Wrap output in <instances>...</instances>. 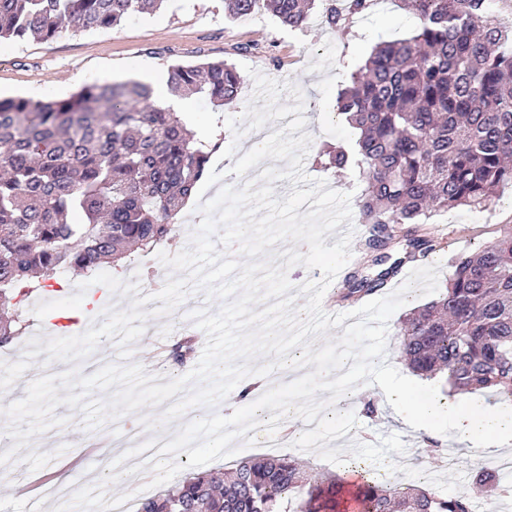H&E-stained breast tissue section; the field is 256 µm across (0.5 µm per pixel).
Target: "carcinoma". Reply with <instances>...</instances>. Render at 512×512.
I'll return each mask as SVG.
<instances>
[{
	"instance_id": "cac0c4a2",
	"label": "carcinoma",
	"mask_w": 512,
	"mask_h": 512,
	"mask_svg": "<svg viewBox=\"0 0 512 512\" xmlns=\"http://www.w3.org/2000/svg\"><path fill=\"white\" fill-rule=\"evenodd\" d=\"M165 0H0V40H48L73 25L116 27L151 14ZM376 0H224L245 20L259 9L281 25L303 26L321 8L324 22L344 25ZM419 20L405 39L375 46L338 111L360 131L352 149H326L329 165L363 168L362 223L382 267L392 242L380 226L401 224L409 259L437 250L423 234L440 212L484 209L512 188V24L497 20L495 0H398ZM243 78L226 61L175 64L168 85L221 109ZM220 139H196L179 112L153 100L140 82L85 85L66 98L0 97V348L24 333L15 299L52 286L70 270L93 273L173 238L185 202L208 172ZM448 286L399 328L409 368L442 377L451 391L492 389L512 403V227L453 262ZM396 266L354 274L344 298L371 295ZM181 367L193 340L170 350ZM474 483L503 494L486 466ZM346 481L319 477L288 455L240 462L227 476L200 472L140 500L137 512H343ZM353 495L363 512H472L461 495L360 476Z\"/></svg>"
}]
</instances>
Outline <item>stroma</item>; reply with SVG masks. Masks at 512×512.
Listing matches in <instances>:
<instances>
[{"label":"stroma","mask_w":512,"mask_h":512,"mask_svg":"<svg viewBox=\"0 0 512 512\" xmlns=\"http://www.w3.org/2000/svg\"><path fill=\"white\" fill-rule=\"evenodd\" d=\"M415 24L396 0H377L371 10L353 16L341 28L329 27L320 13H312L304 36L299 37L262 11L235 21L225 15L222 0H167L157 13L131 15L113 28H69L48 41L1 42L0 96L64 98L85 85L137 79L144 66L165 71L176 62L246 64L301 90L304 131L311 137L304 171L325 180L329 188L350 194V208L355 211L362 192L357 172L325 167L318 154L326 147L348 144L355 136L348 121L338 118L336 107L351 73L364 64L376 43L404 38ZM254 92V80L248 76L237 100L223 111H214L207 100L189 98L184 113L196 132L223 135L229 144L234 135L222 124L225 118L241 116ZM507 224L512 225L511 190L486 210L460 208L435 216L428 230L442 239L443 247L428 263L438 268L439 288H446L454 258L492 240L496 228ZM368 403L374 405V414L364 413ZM55 414L83 427V442L68 444V457L78 466L63 477L64 483L75 486L97 466L96 457L86 456L85 446L97 442L100 430L86 426L82 413L68 406L57 407ZM293 429L296 437L288 455L319 472L339 473L344 461L359 458L374 468L388 465L386 479L394 484L456 494L470 482L472 461L459 457L451 464L439 462L431 437L395 421L377 386L362 401L337 403L322 412L314 432H307L299 417Z\"/></svg>","instance_id":"obj_1"}]
</instances>
